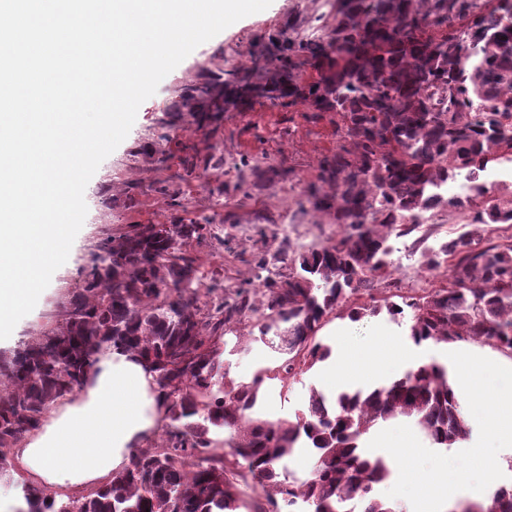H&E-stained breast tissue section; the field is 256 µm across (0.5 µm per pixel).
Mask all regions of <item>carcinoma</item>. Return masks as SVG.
Wrapping results in <instances>:
<instances>
[{
	"label": "carcinoma",
	"instance_id": "carcinoma-1",
	"mask_svg": "<svg viewBox=\"0 0 512 512\" xmlns=\"http://www.w3.org/2000/svg\"><path fill=\"white\" fill-rule=\"evenodd\" d=\"M334 8L326 37L281 35L282 53L313 59L315 75L279 98L341 118L343 144L321 163L326 190L314 204L339 228L336 238L307 247L285 239L274 268L257 260L262 287L229 285L204 302L184 246L212 236V225L135 224L101 240L55 323L0 357V480L15 489L14 512H240L243 485L255 494L252 512H403L378 495L390 467L364 450V436L398 418L443 448L468 435L448 368L434 359L367 389H312L289 418L260 415L267 385L286 388L331 356L320 332L336 315H386L418 346L474 341L512 353V242L482 245L489 227L512 224V189L484 179L512 164V0H334ZM184 98L210 119L224 112L208 85ZM461 177L471 184L465 203L433 199L439 184ZM432 207L472 211L462 232L424 252L426 269L446 268L448 284L398 302L391 238L411 234ZM248 341L278 358L235 382L225 348L241 352ZM109 351L140 357L154 374L163 432L85 494L16 478L10 449ZM219 423L222 444L211 436ZM300 451L312 460L304 480L286 463ZM455 509L512 512V486Z\"/></svg>",
	"mask_w": 512,
	"mask_h": 512
}]
</instances>
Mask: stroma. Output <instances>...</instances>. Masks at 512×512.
Returning <instances> with one entry per match:
<instances>
[{
	"label": "stroma",
	"instance_id": "1",
	"mask_svg": "<svg viewBox=\"0 0 512 512\" xmlns=\"http://www.w3.org/2000/svg\"><path fill=\"white\" fill-rule=\"evenodd\" d=\"M328 0H272L262 12L232 24L198 46L140 106L125 140L101 163L88 183L87 215L67 262L55 271L40 302L13 330L0 356L12 354L33 333L48 328L57 306L82 284L90 253L105 235H120L132 224H187L194 217L214 220L217 239L191 242L197 277L210 299L224 285L251 282L259 252L274 253L282 239L296 245L322 244L334 238L336 225L322 222L312 207L311 191L320 187V165L341 139L338 115L300 103L284 108L256 97L226 102L219 121L202 119L183 102L187 86L223 83L225 71L244 73L249 83L268 86L279 69L278 31L292 36H324L334 25ZM171 120V127L160 124ZM196 165L187 175L183 158ZM247 161L260 176L238 182L234 164ZM414 236L395 239L391 256L401 288L414 284L437 288L443 272L421 265ZM324 371L316 367L298 377L288 391L268 386L263 412L276 420L304 406L311 388H323Z\"/></svg>",
	"mask_w": 512,
	"mask_h": 512
}]
</instances>
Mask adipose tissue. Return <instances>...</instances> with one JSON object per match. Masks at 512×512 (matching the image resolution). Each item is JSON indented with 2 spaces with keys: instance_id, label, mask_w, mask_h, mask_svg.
I'll list each match as a JSON object with an SVG mask.
<instances>
[{
  "instance_id": "ef3b65f1",
  "label": "adipose tissue",
  "mask_w": 512,
  "mask_h": 512,
  "mask_svg": "<svg viewBox=\"0 0 512 512\" xmlns=\"http://www.w3.org/2000/svg\"><path fill=\"white\" fill-rule=\"evenodd\" d=\"M404 346L390 334L356 358L326 360V383L371 378L397 367ZM167 422L153 378L138 357L107 353L84 387L48 412L14 450L29 482L51 491L88 492L123 469L132 446L157 435Z\"/></svg>"
}]
</instances>
